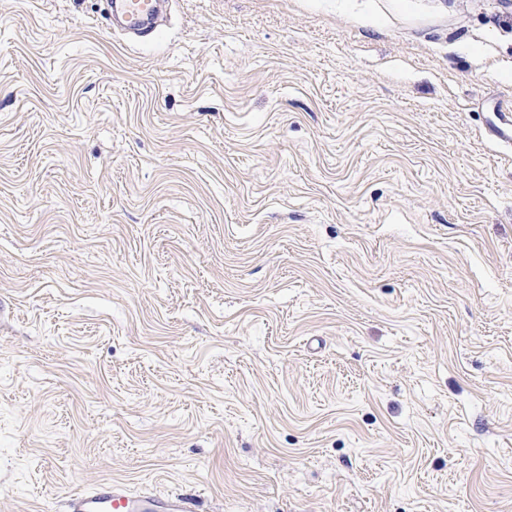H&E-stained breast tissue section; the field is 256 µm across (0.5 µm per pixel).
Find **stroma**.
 I'll use <instances>...</instances> for the list:
<instances>
[{
    "label": "stroma",
    "mask_w": 512,
    "mask_h": 512,
    "mask_svg": "<svg viewBox=\"0 0 512 512\" xmlns=\"http://www.w3.org/2000/svg\"><path fill=\"white\" fill-rule=\"evenodd\" d=\"M512 0H0V512H512ZM163 0H109V14L120 22V29L138 33L156 23ZM189 504L177 494L135 493L125 482L112 480L69 493L63 512H191Z\"/></svg>",
    "instance_id": "obj_1"
}]
</instances>
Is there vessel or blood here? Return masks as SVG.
<instances>
[{"label":"vessel or blood","instance_id":"b4317fda","mask_svg":"<svg viewBox=\"0 0 512 512\" xmlns=\"http://www.w3.org/2000/svg\"><path fill=\"white\" fill-rule=\"evenodd\" d=\"M162 0H110L109 14L122 31L137 33L156 23ZM63 512H191L187 498L177 494L136 493L120 480L101 481L69 493Z\"/></svg>","mask_w":512,"mask_h":512}]
</instances>
